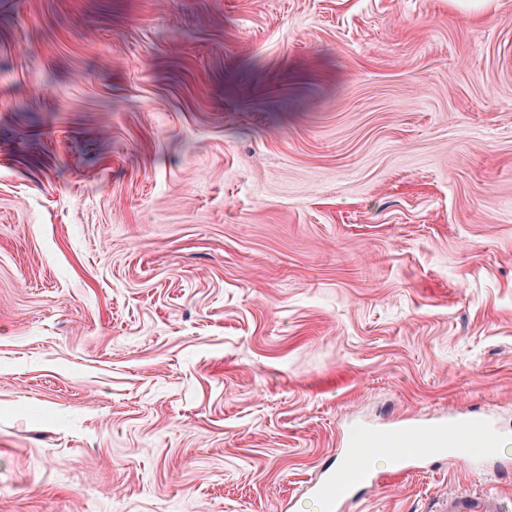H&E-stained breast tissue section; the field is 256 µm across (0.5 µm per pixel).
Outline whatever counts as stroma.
<instances>
[{
	"label": "stroma",
	"instance_id": "35a3bbf8",
	"mask_svg": "<svg viewBox=\"0 0 512 512\" xmlns=\"http://www.w3.org/2000/svg\"><path fill=\"white\" fill-rule=\"evenodd\" d=\"M512 438V0H0V512H287L348 431ZM512 499L429 459L346 512Z\"/></svg>",
	"mask_w": 512,
	"mask_h": 512
}]
</instances>
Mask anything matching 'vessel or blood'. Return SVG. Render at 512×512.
I'll return each mask as SVG.
<instances>
[{
    "label": "vessel or blood",
    "instance_id": "1",
    "mask_svg": "<svg viewBox=\"0 0 512 512\" xmlns=\"http://www.w3.org/2000/svg\"><path fill=\"white\" fill-rule=\"evenodd\" d=\"M495 437L492 419L487 415L432 423L412 420L389 432L361 429L345 451L347 458L359 460L357 473L326 471L311 485L310 495L325 512H339L356 486L401 478L428 459L430 449H438L440 456L453 461L495 459ZM366 448L387 451L395 458L394 467L385 477L374 475L368 465L362 464ZM444 512H505V504L494 493H461L449 496Z\"/></svg>",
    "mask_w": 512,
    "mask_h": 512
}]
</instances>
